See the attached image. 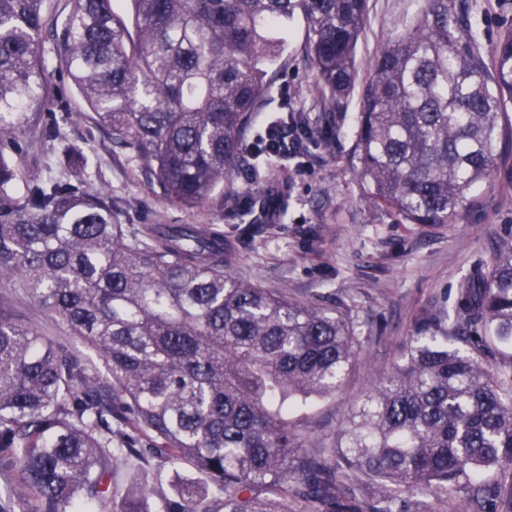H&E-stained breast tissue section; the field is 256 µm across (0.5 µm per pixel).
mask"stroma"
Masks as SVG:
<instances>
[{"instance_id":"obj_1","label":"stroma","mask_w":512,"mask_h":512,"mask_svg":"<svg viewBox=\"0 0 512 512\" xmlns=\"http://www.w3.org/2000/svg\"><path fill=\"white\" fill-rule=\"evenodd\" d=\"M424 0H368V21L356 47L359 76H366L379 44L401 30ZM465 5L467 24L483 53H490L503 27L512 24V0H454ZM307 22L295 16L285 35L287 49L274 68V90L266 113L289 108L323 126L317 150L309 157L282 160L259 168L241 166L229 190L254 206L243 220L228 219L211 204L185 209L161 199L108 131L85 117L84 103L66 73L57 71L55 45L44 37L42 59L53 88L44 122L66 112L61 139L89 151L92 165L86 186L106 189L117 206L120 224H205L224 237L234 275L261 288H284L289 295L316 294L348 304L358 341L356 360L343 388L293 413L305 447L329 448L341 439L354 404L369 390L380 370L398 361L423 321L452 314L455 290L476 263H490L512 245V145L503 149L491 178L477 184L475 203L455 224H406L391 211L373 206L368 187L357 178L356 140L360 101L351 94L341 109L325 113L314 91L306 55ZM287 173L288 209L267 208L269 186ZM0 301L25 323L68 349L99 376L107 370L99 353L68 335L48 313L37 310L22 289L0 282ZM123 492L138 512H156L163 497L187 484L210 487L192 465L172 467L146 457L123 462L116 471Z\"/></svg>"}]
</instances>
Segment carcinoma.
<instances>
[{"instance_id": "obj_1", "label": "carcinoma", "mask_w": 512, "mask_h": 512, "mask_svg": "<svg viewBox=\"0 0 512 512\" xmlns=\"http://www.w3.org/2000/svg\"><path fill=\"white\" fill-rule=\"evenodd\" d=\"M46 2L0 0V279L95 348L110 382L0 309V468L19 473L14 495L33 512H79L110 491L112 512H137L109 479L144 452L189 460L216 488L188 486L158 512H362L348 471L387 503L373 512H393L405 492L512 475V370L481 359L489 343L512 346V247L459 283L451 320L430 317L379 373L338 448L308 450L288 413L343 387L356 345L347 310L238 279L205 227L115 223L112 193L85 188L80 147L63 149L64 180L6 156L49 102L47 32L95 125L162 198L206 204L245 158L264 165L288 149L263 132L249 154L244 135L300 13L327 110L360 88L357 175L370 203L407 224H455L512 143V25L485 55L448 0H425L359 86L367 0H68L61 23ZM292 122L298 152L322 134L302 112ZM216 200L240 210L234 193ZM471 502L512 512V481L472 486Z\"/></svg>"}]
</instances>
